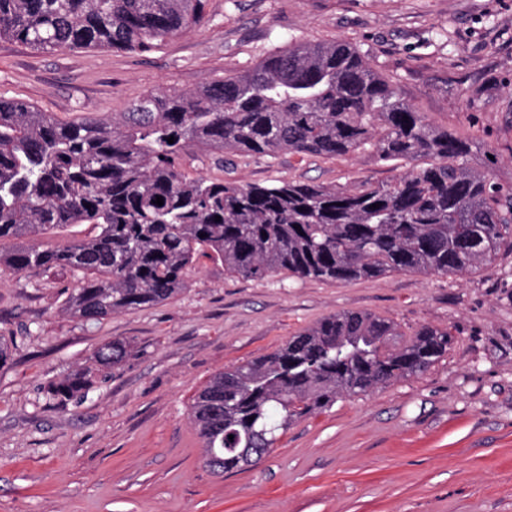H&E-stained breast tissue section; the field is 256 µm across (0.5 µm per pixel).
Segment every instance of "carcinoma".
<instances>
[{"label": "carcinoma", "mask_w": 512, "mask_h": 512, "mask_svg": "<svg viewBox=\"0 0 512 512\" xmlns=\"http://www.w3.org/2000/svg\"><path fill=\"white\" fill-rule=\"evenodd\" d=\"M205 4L0 0V39L43 53H145L199 25ZM366 148L409 168L353 189L289 179L240 185L179 168L191 149L222 166L227 154L333 158ZM470 157L468 141L426 123L345 40L293 41L192 92L145 95L110 121L63 123L0 98V240L22 241L0 251V265L81 273L67 312L84 322L170 300L200 254L257 280L282 271L340 284L395 271L477 273L512 248V190L473 169ZM67 224H93L98 233L63 250L33 244ZM395 335L391 322L369 313H333L215 375L190 405L206 452L224 457V471L238 468L245 449L273 448L288 426L342 395L424 372L452 341L424 326L393 348ZM127 355L117 339L96 362L117 365ZM91 384L79 372L51 384L46 398L61 405Z\"/></svg>", "instance_id": "obj_1"}]
</instances>
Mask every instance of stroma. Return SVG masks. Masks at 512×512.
<instances>
[{
	"mask_svg": "<svg viewBox=\"0 0 512 512\" xmlns=\"http://www.w3.org/2000/svg\"><path fill=\"white\" fill-rule=\"evenodd\" d=\"M344 39L433 127L474 144L472 164L512 187V0H207L205 19L148 53L0 40V97L62 122L108 119L140 97L189 91L287 49ZM191 178L377 185L368 151L339 158L182 155ZM73 272L0 269V512H512V253L466 276L391 272L347 284L254 280L199 256L167 302L88 324L65 310ZM392 322V346L448 330L425 372L337 399L262 458L218 475L189 420L217 373L267 355L325 316ZM124 339L125 363L97 367ZM96 368L84 396L45 387Z\"/></svg>",
	"mask_w": 512,
	"mask_h": 512,
	"instance_id": "35a3bbf8",
	"label": "stroma"
}]
</instances>
